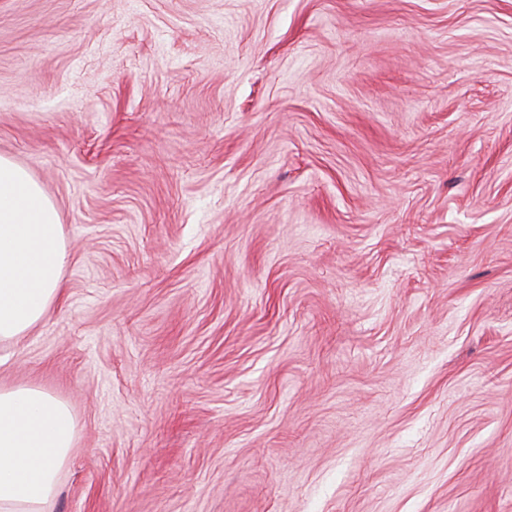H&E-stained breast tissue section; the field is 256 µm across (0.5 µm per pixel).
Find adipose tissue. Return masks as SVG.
Returning <instances> with one entry per match:
<instances>
[{"mask_svg":"<svg viewBox=\"0 0 512 512\" xmlns=\"http://www.w3.org/2000/svg\"><path fill=\"white\" fill-rule=\"evenodd\" d=\"M67 259L54 202L0 156V344L18 347L46 320ZM76 433L60 397L34 383L0 382V512H49Z\"/></svg>","mask_w":512,"mask_h":512,"instance_id":"1","label":"adipose tissue"}]
</instances>
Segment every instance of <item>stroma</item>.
<instances>
[{"mask_svg":"<svg viewBox=\"0 0 512 512\" xmlns=\"http://www.w3.org/2000/svg\"><path fill=\"white\" fill-rule=\"evenodd\" d=\"M0 155L51 512H512V0H0ZM68 243L54 202L0 156V344L17 348L62 294Z\"/></svg>","mask_w":512,"mask_h":512,"instance_id":"35a3bbf8","label":"stroma"}]
</instances>
